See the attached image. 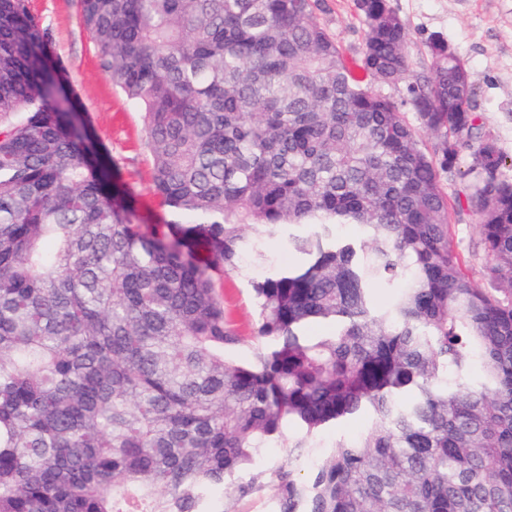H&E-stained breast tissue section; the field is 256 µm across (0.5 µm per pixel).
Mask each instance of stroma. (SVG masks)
I'll use <instances>...</instances> for the list:
<instances>
[{"label": "stroma", "instance_id": "stroma-1", "mask_svg": "<svg viewBox=\"0 0 512 512\" xmlns=\"http://www.w3.org/2000/svg\"><path fill=\"white\" fill-rule=\"evenodd\" d=\"M405 24L416 74L432 68L431 37L444 39L466 64L476 112L507 157L512 158V0H391ZM66 66V82L78 94L79 109L99 148L115 164L114 179L133 195L136 221L153 226L174 219L152 188V162L139 109L112 87L97 49L78 20L77 0H30ZM316 14L346 55L358 57L365 27L356 0H318ZM467 181L454 177L444 187L454 207L453 238L469 258V274L482 288L484 259L476 248V218L466 200ZM228 323L241 336L252 333L253 306L246 278L218 274Z\"/></svg>", "mask_w": 512, "mask_h": 512}]
</instances>
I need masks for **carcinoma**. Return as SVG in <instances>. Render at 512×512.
Returning <instances> with one entry per match:
<instances>
[{
	"label": "carcinoma",
	"mask_w": 512,
	"mask_h": 512,
	"mask_svg": "<svg viewBox=\"0 0 512 512\" xmlns=\"http://www.w3.org/2000/svg\"><path fill=\"white\" fill-rule=\"evenodd\" d=\"M357 6L350 60L316 0H78L176 217L147 230L29 0H0V512H512V162L447 44L416 78L390 0ZM467 151L490 289L443 187ZM248 258L244 337L214 271Z\"/></svg>",
	"instance_id": "1"
}]
</instances>
